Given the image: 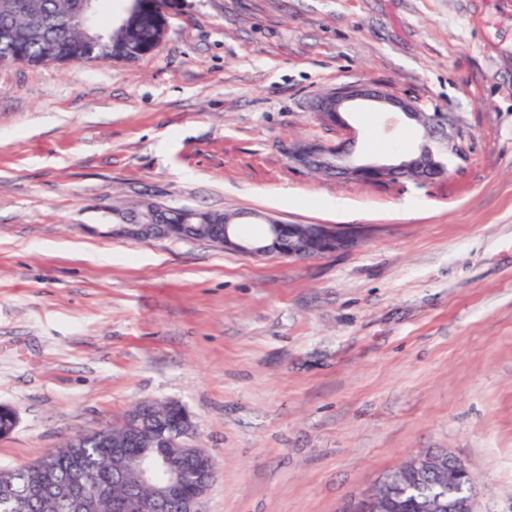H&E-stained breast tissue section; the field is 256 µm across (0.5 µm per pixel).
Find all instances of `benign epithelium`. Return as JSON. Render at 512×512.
<instances>
[{
	"instance_id": "benign-epithelium-1",
	"label": "benign epithelium",
	"mask_w": 512,
	"mask_h": 512,
	"mask_svg": "<svg viewBox=\"0 0 512 512\" xmlns=\"http://www.w3.org/2000/svg\"><path fill=\"white\" fill-rule=\"evenodd\" d=\"M357 101H371L388 112L401 114L417 122L424 130L418 150L397 163L362 162L355 159L344 143L336 145L309 143L294 146L289 151L293 164L305 169L351 179L364 176L372 183L398 179L411 170H434L443 176L448 170V159L459 157L462 147L458 140L457 125L448 114L439 112L424 117L414 102L388 92L377 91L366 85H344L316 99L313 109L324 112L323 121L328 126L349 128L345 115ZM147 214H136L125 220L132 236L146 242L162 237L158 204L146 206ZM269 225V235L256 246L242 244L224 225L222 245L224 249L245 253L254 257H269L271 253L262 246L272 243L287 228V224L270 216L261 217ZM365 234L362 229L343 227L339 224H321L317 232L301 242L298 254L311 258L327 253L347 250L356 245ZM146 403H138L127 413L124 420L127 433L119 441L112 442V465L118 469L130 466L133 458L129 443L137 447L158 448L160 452L149 465L136 464V488L131 494L134 512H162L170 502L180 504V512H198L197 504L213 483L216 468L212 457L202 448L193 445L196 425L189 422L178 431L168 429L167 421H157L158 427L145 432L140 427ZM413 472L428 471L436 475L435 487L426 489L420 496L423 512H473L472 481L466 467L454 459L445 462L429 453L419 454L406 462ZM72 466L78 480L63 484L56 480L45 461L31 465L36 476L31 491L38 497L62 498L71 512H97L98 502L108 495L109 489L99 487L89 493L83 488V474L78 458H72ZM370 512H391L393 498L388 496L385 484H379L365 498Z\"/></svg>"
}]
</instances>
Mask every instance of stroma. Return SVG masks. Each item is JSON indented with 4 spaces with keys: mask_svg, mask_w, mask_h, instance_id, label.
I'll return each mask as SVG.
<instances>
[{
    "mask_svg": "<svg viewBox=\"0 0 512 512\" xmlns=\"http://www.w3.org/2000/svg\"><path fill=\"white\" fill-rule=\"evenodd\" d=\"M137 62L0 68V468L174 400L216 477L198 512H346L446 452L474 512H512V0H167ZM368 84L447 112L435 180L314 174L292 142L393 159L420 131ZM140 201L342 224L315 258L113 236Z\"/></svg>",
    "mask_w": 512,
    "mask_h": 512,
    "instance_id": "1",
    "label": "stroma"
}]
</instances>
